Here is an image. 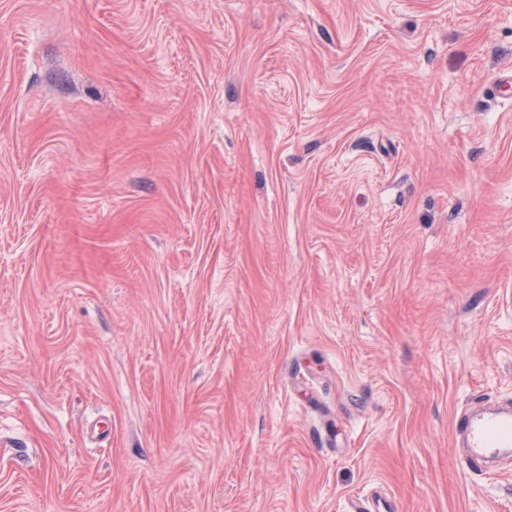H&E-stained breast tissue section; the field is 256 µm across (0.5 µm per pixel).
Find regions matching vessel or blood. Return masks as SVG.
Returning a JSON list of instances; mask_svg holds the SVG:
<instances>
[{
    "label": "vessel or blood",
    "mask_w": 512,
    "mask_h": 512,
    "mask_svg": "<svg viewBox=\"0 0 512 512\" xmlns=\"http://www.w3.org/2000/svg\"><path fill=\"white\" fill-rule=\"evenodd\" d=\"M454 426L467 445V452L461 460L467 473L485 472L491 457L500 449L512 447L511 412L466 411L456 417Z\"/></svg>",
    "instance_id": "b4317fda"
}]
</instances>
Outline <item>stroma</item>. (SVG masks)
Here are the masks:
<instances>
[{
  "instance_id": "obj_1",
  "label": "stroma",
  "mask_w": 512,
  "mask_h": 512,
  "mask_svg": "<svg viewBox=\"0 0 512 512\" xmlns=\"http://www.w3.org/2000/svg\"><path fill=\"white\" fill-rule=\"evenodd\" d=\"M512 0H0V512H512ZM457 433L464 437L467 445L466 455L460 463L469 474L491 472L487 468L488 460L501 448L512 447L511 412H463L454 422Z\"/></svg>"
}]
</instances>
